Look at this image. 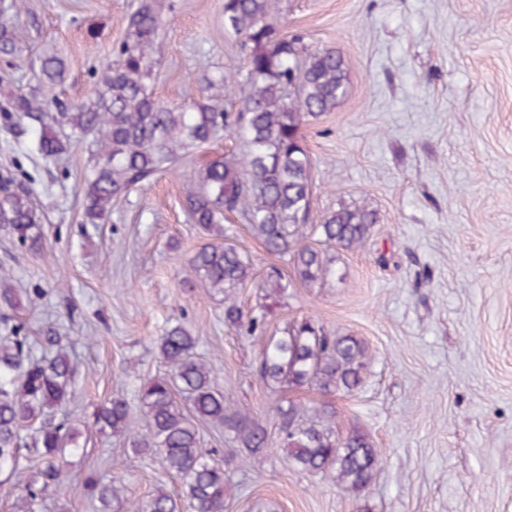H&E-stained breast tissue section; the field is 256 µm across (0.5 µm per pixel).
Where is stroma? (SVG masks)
I'll use <instances>...</instances> for the list:
<instances>
[{
  "instance_id": "1",
  "label": "stroma",
  "mask_w": 512,
  "mask_h": 512,
  "mask_svg": "<svg viewBox=\"0 0 512 512\" xmlns=\"http://www.w3.org/2000/svg\"><path fill=\"white\" fill-rule=\"evenodd\" d=\"M136 2L6 0L24 51L15 66L0 60V77L25 84L55 50L67 67L61 98H83ZM163 3L148 87L177 103L187 82L242 54L224 31V0ZM269 21L348 64L345 96L301 130L314 218L355 204L379 218L364 248L337 252L322 287H304L290 257L268 256L241 217L209 233L185 211L194 173L237 142L203 145L115 200L106 223L87 224V152L43 160L0 118V174L32 180L44 246L32 253L0 226V271L16 290L0 314L33 339L55 328L75 367L66 412L81 449L67 474L122 480L132 498L177 488L158 460L98 434L92 413L121 398L142 418L141 386L165 371L156 338L179 324L215 357V387L268 431V448L253 454L202 428L224 465L225 512H512V0H275ZM222 231L250 254L256 279L274 267L289 283L270 297L242 290L244 312L264 311L271 334L310 319L362 339L373 357L360 388L273 392L262 382L264 338L226 326L221 295L188 263ZM281 400L332 404L339 435L359 429L382 449L363 492L288 461L272 409Z\"/></svg>"
}]
</instances>
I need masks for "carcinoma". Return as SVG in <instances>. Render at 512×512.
<instances>
[{"mask_svg": "<svg viewBox=\"0 0 512 512\" xmlns=\"http://www.w3.org/2000/svg\"><path fill=\"white\" fill-rule=\"evenodd\" d=\"M272 7L273 0H224V29L240 41L245 59L242 67L226 66L208 79V87L224 94L206 103L190 92L182 104L171 106L148 92L162 18L157 0H138L127 17L126 37L112 49V65L83 100L58 97L66 66L61 56L47 52L40 58L36 84L10 94L4 117L32 135L28 150L45 160L76 143L86 146L83 208L89 224L105 223L113 199L172 169L192 149L223 136L234 138L239 152L195 174L197 187L185 199L189 217L207 228L240 215L269 255L290 256L300 282L320 286L331 273L332 259L308 239L357 249L371 236L378 216L363 205H345L323 222L311 223L312 161L301 128L339 104L348 64L341 52L311 50L301 36L273 26L267 21ZM21 54L10 18L0 13V56L18 59ZM0 224L21 246L42 251L33 189L11 174L0 175ZM189 265L224 296L225 323L248 335L266 332L264 315L247 316L239 304L240 292L254 284V270L250 256L231 237L202 245ZM58 344L51 333L41 337L38 356L12 317L0 315V472L17 468L22 432L28 429L33 430L29 450L39 461L35 478L16 496L14 512H39L48 490L72 487L96 500L101 512H224V468L202 448L199 424L224 428L232 443L251 452L268 447V434L214 387V363L197 355V337L175 325L158 338L166 371L141 389L145 430L136 429L123 399L105 400L93 414L99 432L126 436L134 452L160 459L180 479L175 494L159 487L138 499L128 497L121 482L104 483L93 471L74 485L67 481L60 461L80 446L75 424L59 415L75 399V370ZM369 358L356 337L333 336L305 320L268 336L258 372L273 389L349 393L363 382ZM274 411L282 419L280 448L295 467L328 475L353 493L371 483L382 451L359 431L339 439L333 406L278 402Z\"/></svg>", "mask_w": 512, "mask_h": 512, "instance_id": "obj_1", "label": "carcinoma"}]
</instances>
